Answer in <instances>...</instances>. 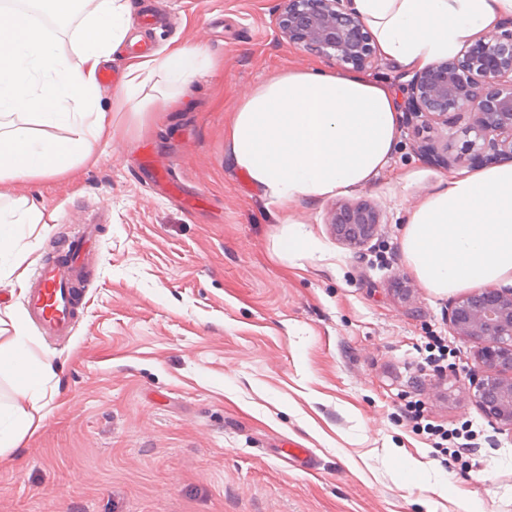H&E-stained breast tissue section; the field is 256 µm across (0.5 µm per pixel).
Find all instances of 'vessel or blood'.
I'll list each match as a JSON object with an SVG mask.
<instances>
[{
  "label": "vessel or blood",
  "instance_id": "obj_1",
  "mask_svg": "<svg viewBox=\"0 0 512 512\" xmlns=\"http://www.w3.org/2000/svg\"><path fill=\"white\" fill-rule=\"evenodd\" d=\"M94 236V225H87L83 238L69 249L67 261L45 264L31 283L27 309L42 335L61 338L71 334L75 317L71 289L81 275L80 256L90 248Z\"/></svg>",
  "mask_w": 512,
  "mask_h": 512
}]
</instances>
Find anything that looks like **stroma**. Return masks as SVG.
Returning <instances> with one entry per match:
<instances>
[{
  "label": "stroma",
  "instance_id": "1",
  "mask_svg": "<svg viewBox=\"0 0 512 512\" xmlns=\"http://www.w3.org/2000/svg\"><path fill=\"white\" fill-rule=\"evenodd\" d=\"M132 41L112 56L164 55L196 42L221 63L187 94L138 123L99 104L123 133L97 164L16 182L51 226L16 225L38 263L84 225L97 242L70 336H36L56 356L57 395L37 431L0 464V512H512V433L461 395L474 346L448 326V299L413 279L400 239L417 194L410 170H444L419 153L429 139L466 149L461 125L404 127L387 168L346 195L294 205L319 243L288 256L279 207L224 156L235 104L277 73L334 60L282 40L275 0H131ZM366 199L382 222L368 245L340 244L331 209ZM411 281L403 300L396 279ZM448 343L441 375L429 336ZM472 430L468 463L442 462L415 431ZM313 452L289 455V442Z\"/></svg>",
  "mask_w": 512,
  "mask_h": 512
}]
</instances>
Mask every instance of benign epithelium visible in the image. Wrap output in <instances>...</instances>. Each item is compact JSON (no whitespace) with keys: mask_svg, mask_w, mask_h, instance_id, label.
Wrapping results in <instances>:
<instances>
[{"mask_svg":"<svg viewBox=\"0 0 512 512\" xmlns=\"http://www.w3.org/2000/svg\"><path fill=\"white\" fill-rule=\"evenodd\" d=\"M276 25L281 37L340 65H378L372 34L353 0H278ZM404 112L410 122L445 125L448 115H462L465 132L474 134V162L512 161V18L457 57L415 72L405 84ZM422 151L438 164L457 163L433 144ZM329 224L338 242L360 248L377 234L381 216L372 203L359 201L332 209ZM448 324L454 335L477 344L479 373L468 396L492 425L512 432V287L477 288L450 299Z\"/></svg>","mask_w":512,"mask_h":512,"instance_id":"7a95c632","label":"benign epithelium"}]
</instances>
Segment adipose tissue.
<instances>
[{"mask_svg": "<svg viewBox=\"0 0 512 512\" xmlns=\"http://www.w3.org/2000/svg\"><path fill=\"white\" fill-rule=\"evenodd\" d=\"M380 58L418 71L455 56L499 20L512 0H353ZM60 19L81 16L75 53L34 25L30 12ZM132 26L129 0H28L0 8V227L37 224V204L9 206L15 181L68 173L96 163L118 134L97 102L99 68L110 61ZM217 60L198 44L183 43L160 58L134 56L112 95L116 110L139 115L166 111ZM399 100L387 82L319 67L262 80L238 102L224 128V153L283 210L288 235L282 251L315 247L311 232L290 211L372 183L390 160L399 132ZM28 119L29 131L13 130ZM401 248L417 279L443 296L483 284L512 285V164L459 172L430 184L406 209ZM32 252L0 230V283L23 282ZM0 375L19 382L28 406L0 402V458L18 447L35 415L48 405L55 357L30 361L33 338L21 310L0 318Z\"/></svg>", "mask_w": 512, "mask_h": 512, "instance_id": "adipose-tissue-1", "label": "adipose tissue"}]
</instances>
